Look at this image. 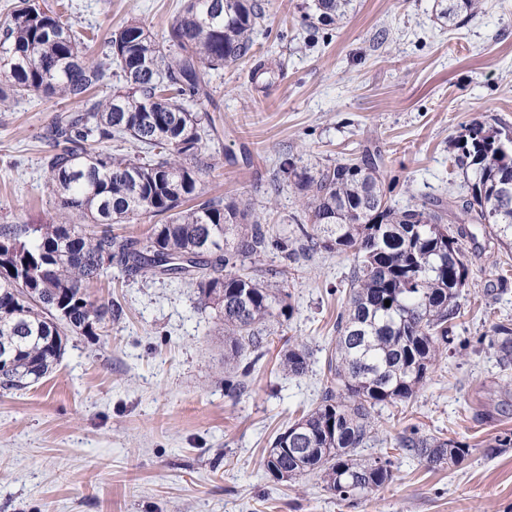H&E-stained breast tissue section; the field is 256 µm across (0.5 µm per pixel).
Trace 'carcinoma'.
Segmentation results:
<instances>
[{"label": "carcinoma", "instance_id": "carcinoma-1", "mask_svg": "<svg viewBox=\"0 0 512 512\" xmlns=\"http://www.w3.org/2000/svg\"><path fill=\"white\" fill-rule=\"evenodd\" d=\"M351 0H313L304 23L331 24ZM481 0H448L450 21L472 17ZM265 23L259 0H184L166 43L138 21L111 33L101 57L61 15L19 0L0 36V104L42 92L79 104L56 114L43 139L53 153L47 187L57 221L0 225V346L17 349L0 367V389L20 391L60 360L67 333L96 335L119 316L118 305L91 299L89 286L108 276L112 260L130 274L191 281L202 310L224 325L228 359L264 356L266 324L292 311L277 285L288 270L264 268L271 251L294 262L288 238L272 234L248 206L203 197L216 168L206 140L216 130L186 103L210 99L208 73L251 55ZM115 76L103 101L90 92ZM119 138L132 154L101 144ZM461 192L398 206L381 183L383 156L368 149L314 172L280 162L301 201L292 217L301 249L347 252L353 259L345 309L336 319L319 403L274 437L264 468L279 481L318 477L324 489L355 504L394 477L388 456L361 450L375 441L382 406L409 403L439 362L461 317L469 287V246L478 235L512 246V126L475 121L454 142ZM114 224H149L147 234L120 237ZM390 301L385 306L384 301ZM476 343L512 368V327L498 322ZM313 353L293 344L279 367L306 375ZM431 467L461 466L467 443L412 429L398 443Z\"/></svg>", "mask_w": 512, "mask_h": 512}]
</instances>
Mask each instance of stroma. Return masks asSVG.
<instances>
[{
	"instance_id": "35a3bbf8",
	"label": "stroma",
	"mask_w": 512,
	"mask_h": 512,
	"mask_svg": "<svg viewBox=\"0 0 512 512\" xmlns=\"http://www.w3.org/2000/svg\"><path fill=\"white\" fill-rule=\"evenodd\" d=\"M304 0H265L268 20L253 57L210 71L217 170L207 196L254 206L283 231L298 197L279 170L380 150L382 177L404 206L457 192L455 137L475 120L512 126V0H483L452 26L442 0H353L347 15L313 31ZM181 0H72L69 21L96 35L93 53L122 23L163 40ZM281 63L255 88L258 60ZM71 103L39 94L0 107V225L48 224L43 128ZM348 254L317 250L288 269L291 317L251 373L225 364L224 329L201 311L195 285L129 276L113 266L91 287L121 316L95 336L68 334L53 372L21 391H0V512H512V448L486 445L512 432V391L495 355L476 346L493 323H512V250L483 238L469 258L473 285L460 302L456 338L412 402L379 410L368 456L393 452V481L356 505L309 476L278 482L263 460L276 433L313 408L321 365L345 295ZM304 342L315 363L304 377L278 362ZM245 383L236 398L225 380ZM465 442L459 467H427L397 450L408 425Z\"/></svg>"
}]
</instances>
